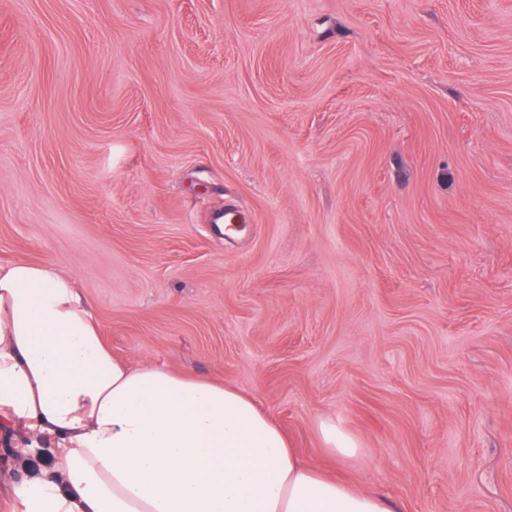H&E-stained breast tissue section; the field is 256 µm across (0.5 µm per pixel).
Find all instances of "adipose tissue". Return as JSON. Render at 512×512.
I'll use <instances>...</instances> for the list:
<instances>
[{"instance_id":"adipose-tissue-1","label":"adipose tissue","mask_w":512,"mask_h":512,"mask_svg":"<svg viewBox=\"0 0 512 512\" xmlns=\"http://www.w3.org/2000/svg\"><path fill=\"white\" fill-rule=\"evenodd\" d=\"M0 424L51 443L18 512H395L304 461L251 396L113 357L48 264H0Z\"/></svg>"}]
</instances>
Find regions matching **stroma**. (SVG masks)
Returning <instances> with one entry per match:
<instances>
[{"mask_svg":"<svg viewBox=\"0 0 512 512\" xmlns=\"http://www.w3.org/2000/svg\"><path fill=\"white\" fill-rule=\"evenodd\" d=\"M15 260L397 512H512V0H0ZM321 434L325 446L335 454L343 457L353 456L356 452L357 445L355 441L336 429L331 424L321 425Z\"/></svg>","mask_w":512,"mask_h":512,"instance_id":"35a3bbf8","label":"stroma"}]
</instances>
